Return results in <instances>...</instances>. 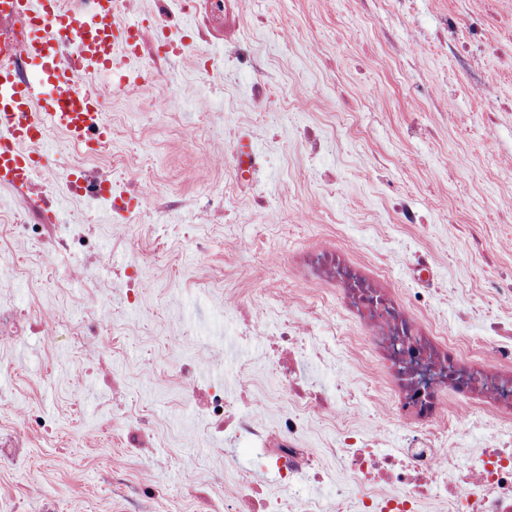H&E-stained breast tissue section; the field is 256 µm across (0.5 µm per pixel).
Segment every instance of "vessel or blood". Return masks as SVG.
Returning <instances> with one entry per match:
<instances>
[{"label": "vessel or blood", "instance_id": "obj_1", "mask_svg": "<svg viewBox=\"0 0 512 512\" xmlns=\"http://www.w3.org/2000/svg\"><path fill=\"white\" fill-rule=\"evenodd\" d=\"M116 0H94V8L77 20H69L57 0H8L9 9L25 14L32 30L24 47L30 71L18 77L14 62L0 59V182L15 184L26 171L47 161L48 133L60 131L72 142L84 140L89 117L105 101L107 80L116 60L126 54L135 26L117 12ZM74 29L79 69H71L55 54V33ZM93 77L100 83L90 98L70 103L76 76Z\"/></svg>", "mask_w": 512, "mask_h": 512}]
</instances>
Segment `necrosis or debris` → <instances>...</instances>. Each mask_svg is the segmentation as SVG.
Here are the masks:
<instances>
[{
  "mask_svg": "<svg viewBox=\"0 0 512 512\" xmlns=\"http://www.w3.org/2000/svg\"><path fill=\"white\" fill-rule=\"evenodd\" d=\"M205 11L216 23L224 21V0H154L152 14L138 28L132 54L148 58L151 65L134 79L114 87V97L150 88L164 78L169 58V37L178 29L179 18L189 11ZM106 145L88 137L75 145L79 157L60 180L66 192L80 201L83 223L90 224L99 207L118 214L127 207L125 191H116L103 168ZM18 208L0 212V224H22L41 238L56 242L59 249L82 248L84 237H60V216L52 194L35 192L33 179L11 185ZM324 273L337 281L347 306L365 323L371 346L381 348L389 376L388 388L404 411L411 414L417 429L403 448L385 447L383 438L343 434L334 453L355 484L388 483L389 494L363 495L357 512H418L423 500L442 498L448 512H512V436L490 434L487 445L477 453H459L455 440L437 428L445 413L442 396L451 389L480 397L487 410L512 411V326L491 323L483 341L490 360L474 368L469 364L471 345L466 337L442 330L433 323L420 332L412 307L387 302L371 285L361 283L354 273L340 266L335 255H325ZM274 344L279 351L276 371L288 395V409L276 428H269L254 414L241 412L226 397L222 387H210L206 414L213 428L232 438H255L268 443L261 466L275 471L285 498L271 499L257 484L242 482L236 495L224 506L209 504L208 512H323L319 503L304 497L309 485L326 475L312 449L303 445L306 412H334L337 406L359 408L361 398L354 384L341 380L335 390L326 391L302 376L298 353L303 346L299 330L283 325Z\"/></svg>",
  "mask_w": 512,
  "mask_h": 512,
  "instance_id": "4bbe7bcc",
  "label": "necrosis or debris"
}]
</instances>
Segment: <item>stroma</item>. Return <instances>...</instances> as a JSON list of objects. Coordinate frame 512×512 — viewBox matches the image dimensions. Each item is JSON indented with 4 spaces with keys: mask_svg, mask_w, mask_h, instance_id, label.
Listing matches in <instances>:
<instances>
[{
    "mask_svg": "<svg viewBox=\"0 0 512 512\" xmlns=\"http://www.w3.org/2000/svg\"><path fill=\"white\" fill-rule=\"evenodd\" d=\"M230 12L223 39L173 58L168 83L114 99L107 115L113 185L143 178L168 209L120 222L101 211L76 253L0 224V512H204L245 477L282 496L272 470L253 468L258 445L215 432L201 395L223 386L275 425L288 400L268 344L285 321L322 353L306 366L313 380L331 390L346 373L364 396L356 411L309 414L305 435L328 477L307 495L351 512L338 434L400 448L415 424L397 417L366 327L314 274V253L403 304L425 257L424 319L452 330L468 313L475 343L485 320L512 322V298L488 286L512 274V0H231ZM201 98L210 111H196ZM244 138L258 157L243 179ZM49 139L54 163L35 181L74 221L81 208L57 175L76 157L62 134ZM398 198L419 223L397 222ZM45 316L48 335L34 328ZM446 403L444 425L464 431L469 453L512 424ZM132 428L144 439L134 454Z\"/></svg>",
    "mask_w": 512,
    "mask_h": 512,
    "instance_id": "35a3bbf8",
    "label": "stroma"
}]
</instances>
